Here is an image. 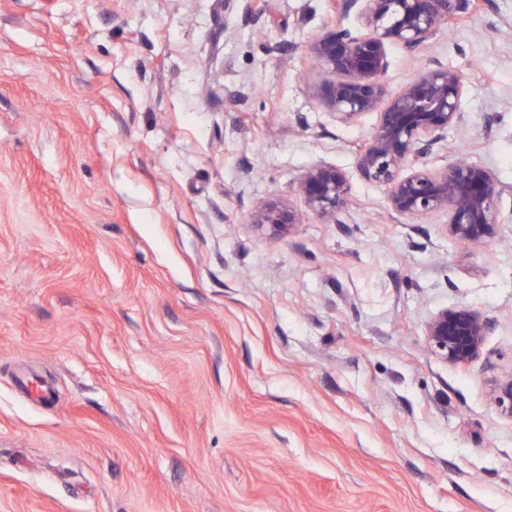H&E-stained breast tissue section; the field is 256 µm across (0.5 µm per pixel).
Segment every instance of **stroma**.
I'll use <instances>...</instances> for the list:
<instances>
[{"label": "stroma", "instance_id": "35a3bbf8", "mask_svg": "<svg viewBox=\"0 0 512 512\" xmlns=\"http://www.w3.org/2000/svg\"><path fill=\"white\" fill-rule=\"evenodd\" d=\"M330 0H0V512H512V0L385 82L462 72L438 155L508 191L498 243L391 212L311 42ZM340 224H251L308 167ZM491 323L456 367L423 334ZM296 194L304 201L308 212L327 224H340L348 209L351 187L346 175L327 164H315L299 177ZM423 331L433 351L449 364L461 366L480 355L489 322L472 307H446L424 323Z\"/></svg>", "mask_w": 512, "mask_h": 512}]
</instances>
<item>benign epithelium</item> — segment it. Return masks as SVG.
<instances>
[{"label":"benign epithelium","mask_w":512,"mask_h":512,"mask_svg":"<svg viewBox=\"0 0 512 512\" xmlns=\"http://www.w3.org/2000/svg\"><path fill=\"white\" fill-rule=\"evenodd\" d=\"M471 0H332L334 9L355 13L358 28L335 27L310 45L322 71L320 92L336 120L344 124L376 115L373 130L356 156L360 177L387 190L389 209L411 219L443 213L448 235L477 248L489 246L500 224L498 206L508 191L495 173L473 162L436 160L434 149L448 129L462 121L468 92L463 74L448 67L420 71L399 89L383 82L388 48L409 52L430 43L450 20L468 11ZM296 194L308 212L327 224L342 223L351 187L346 175L315 164L299 177ZM302 223V214L284 199L259 202L252 224L271 237L283 238ZM427 341L451 365L475 360L489 332V322L469 306L443 308L423 326ZM494 404L512 417V377L491 392Z\"/></svg>","instance_id":"obj_1"}]
</instances>
